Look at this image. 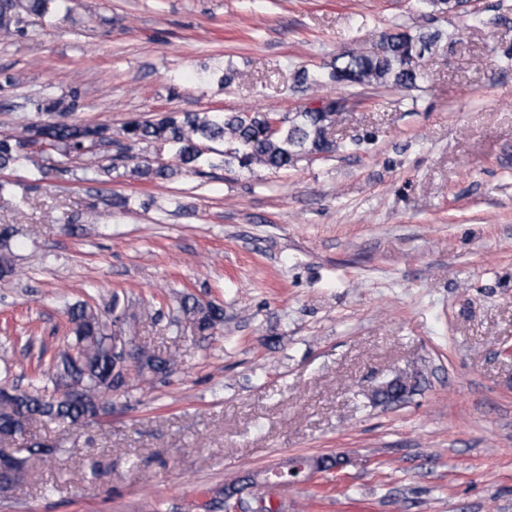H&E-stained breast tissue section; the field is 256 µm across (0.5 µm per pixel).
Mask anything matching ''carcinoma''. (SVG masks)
Masks as SVG:
<instances>
[{
  "label": "carcinoma",
  "instance_id": "1",
  "mask_svg": "<svg viewBox=\"0 0 512 512\" xmlns=\"http://www.w3.org/2000/svg\"><path fill=\"white\" fill-rule=\"evenodd\" d=\"M69 14L67 0H0V40H8L23 31L30 20L44 22L60 14ZM441 39L438 32H415L397 24L380 35L369 46H359L336 55L318 71L301 68L295 71L294 87L300 92H319L330 84L358 91L377 88L394 90L418 86L422 78L419 60ZM314 104L284 116L281 129L268 133L273 112H164L145 120L127 122L121 138L112 137L106 124L78 123L66 120L80 107V95L72 90L58 97L31 102L37 113L53 115L49 120L25 124L16 132H0V170L8 169L28 156L26 148L43 144L55 160L43 166V174L51 178L75 172L72 163L79 162L83 180L96 181L107 169L87 150L94 140L112 144L117 153L128 158L142 144L169 146L172 161L153 166L149 163L134 169L140 180H169L179 174H203V167L249 168L253 165L270 170L295 166L311 155L333 154L347 148L333 137L332 129L346 112L347 100L323 95L313 97ZM223 143L220 150L215 145ZM117 301L106 318L98 309L86 304L67 306L71 336L53 357L48 369L34 368V379L26 389L14 387V393L0 397V442L18 441L31 454L51 452L39 442H27L30 427L47 422L69 427L82 426L107 414L112 393L130 390L148 377L168 376L174 366L142 346L137 363L128 366L112 351V326L122 314ZM180 307L195 330L203 334L224 322V309L213 303H201L184 297ZM68 387L61 397L58 390ZM330 467V455L318 458L299 457L290 462L294 470H283L276 477L279 487L286 488L308 478L313 464ZM265 484L258 474L242 477L224 487V495L241 497L248 490L247 501L266 499Z\"/></svg>",
  "mask_w": 512,
  "mask_h": 512
}]
</instances>
